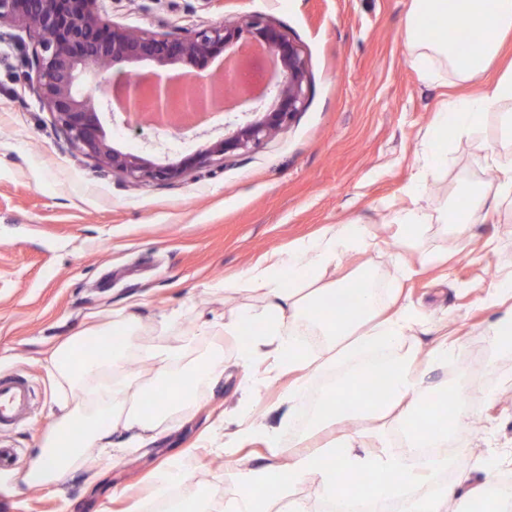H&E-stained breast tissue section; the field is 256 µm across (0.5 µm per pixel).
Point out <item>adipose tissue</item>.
<instances>
[{"mask_svg": "<svg viewBox=\"0 0 512 512\" xmlns=\"http://www.w3.org/2000/svg\"><path fill=\"white\" fill-rule=\"evenodd\" d=\"M454 39H445L447 31ZM482 36L478 48H470L471 34ZM512 34V0H412L404 36L418 49L421 61L441 59L458 75L472 79L482 74L498 54L505 38ZM512 101V64L508 65L480 96L457 107L452 121L435 126V155L448 158V141L483 135L493 110ZM498 176L495 186L468 185L462 201L443 214L442 223L456 227L478 220L491 194L512 196V160L491 156ZM373 235L362 224L334 227L319 242L301 244L279 254L266 268H253L246 284L259 293L266 305L262 312H248L226 323L224 332L241 339L244 357L261 348H271L288 371H302L317 378L324 365L299 349L301 336L315 334L336 345L337 356L349 357L367 345L386 347L391 357L379 364L365 359L339 377L322 393L323 405L313 421L344 422L346 418L382 419L393 417L399 433L415 448H447L460 441L467 429L469 410L456 406L446 428L431 427L422 416L424 406L445 403L444 391L424 387L425 365L444 364L449 351L462 350L460 340L440 339L418 360L399 347L411 323L408 308L391 316H382L375 289L369 288L370 273L331 283L308 294L299 287L309 276L336 264L350 250L368 244ZM287 270L294 288H284L280 270ZM357 289L356 306L349 311L325 307L326 295ZM130 333L117 336L99 331L69 338L55 348L52 365L59 377L73 389H85L90 379L108 371L121 370L126 361ZM177 351L158 348L146 353L151 366L155 393L164 395V403L145 407L128 402L126 385L113 381L102 399V410L90 412L73 408L66 412L40 442V453L23 480L29 486H44L63 480L83 459L86 449L108 448L117 429L130 431L131 442L146 443L154 431L172 413L174 407L189 402L204 389L216 387L224 376L221 355L215 354L185 368H177ZM386 379L383 397L355 401V393L377 379ZM356 440L342 435L322 448L293 455L287 466H266L243 473L234 496L224 503V512H268L267 495L271 487L288 490L314 483L322 492L336 497L340 512H386L389 501L406 487L430 481L440 459L416 460L407 455L387 454L371 457L356 453Z\"/></svg>", "mask_w": 512, "mask_h": 512, "instance_id": "ef3b65f1", "label": "adipose tissue"}]
</instances>
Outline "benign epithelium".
Segmentation results:
<instances>
[{"mask_svg":"<svg viewBox=\"0 0 512 512\" xmlns=\"http://www.w3.org/2000/svg\"><path fill=\"white\" fill-rule=\"evenodd\" d=\"M11 22L37 36L33 90L55 116L68 144L92 158L103 171L132 182H172L214 156H232L256 148L288 126L307 99L308 76L300 49L259 15L194 30L167 34L136 30L106 18L101 0H0V23ZM256 47L270 61L266 81L257 89L244 83L246 49ZM224 56V71L202 74L208 62ZM149 61V74L134 65ZM112 70L104 83L97 69ZM182 66L184 83L164 77ZM101 106L132 122L140 105H152L149 123L166 132L199 112L234 114L224 137L206 151L177 165H159L109 146L94 107Z\"/></svg>","mask_w":512,"mask_h":512,"instance_id":"benign-epithelium-1","label":"benign epithelium"}]
</instances>
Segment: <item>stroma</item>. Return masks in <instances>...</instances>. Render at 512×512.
<instances>
[{"instance_id": "35a3bbf8", "label": "stroma", "mask_w": 512, "mask_h": 512, "mask_svg": "<svg viewBox=\"0 0 512 512\" xmlns=\"http://www.w3.org/2000/svg\"><path fill=\"white\" fill-rule=\"evenodd\" d=\"M411 0H102L116 23L156 33L197 28L259 14L299 47L309 92L302 112L258 148L190 170L170 183H128L104 173L71 148L53 114L33 91L36 37L0 24V371L25 377L33 391L32 417L0 431V446L17 458L0 468V507L5 512H150L157 486L179 492L193 512H219L241 475L292 453L310 452L347 433L369 456L399 453L392 426L369 419L315 430L298 440L294 429L309 389L273 360L247 363L226 322L261 311L264 299L242 275L269 264L288 246L318 238L332 225L368 224L375 238L327 268L321 282L371 269L381 306L406 303L413 323L405 345L426 356L436 329L463 338L467 349L444 366H426L424 384L462 394L470 408L463 445H450L448 469L413 489L417 498L468 470L471 484L495 490L512 483V351L492 356L493 378H477L466 360L487 345L502 307L480 303L483 289L512 272V203L486 221L448 231L439 216L464 183H491L488 149L512 156V104L497 108L482 141H455L447 162L434 157L433 126L460 98L476 96L512 61V35L488 71L474 79L445 62L425 70L403 31ZM115 149L157 164H176L202 152L224 134L216 117L203 128L155 135L149 125L132 131L102 113ZM420 185L407 196L410 181ZM427 215L411 260L426 257L425 272L401 276L395 212ZM494 240V252L479 246ZM131 323L133 347L124 372L142 390L152 386L148 368L134 360L159 345L181 349L184 363L211 354L224 358V378L175 414L158 438L142 448L88 449L80 466L60 484L27 485L23 476L39 440L74 407L69 390L51 368L52 348L98 326ZM291 412L290 424L281 415ZM277 429L279 445L259 436L237 439L249 425ZM234 441V453L224 450ZM189 478L177 479L180 465Z\"/></svg>"}]
</instances>
